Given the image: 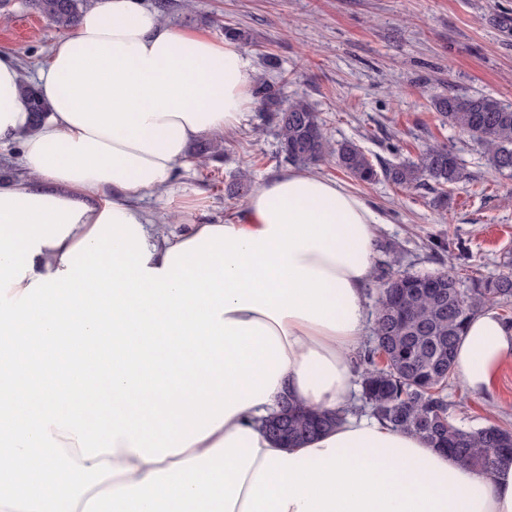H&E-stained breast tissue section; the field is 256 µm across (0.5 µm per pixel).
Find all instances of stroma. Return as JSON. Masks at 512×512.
I'll list each match as a JSON object with an SVG mask.
<instances>
[{
    "label": "stroma",
    "instance_id": "stroma-1",
    "mask_svg": "<svg viewBox=\"0 0 512 512\" xmlns=\"http://www.w3.org/2000/svg\"><path fill=\"white\" fill-rule=\"evenodd\" d=\"M165 22L223 39V25L247 28L244 53L255 72L279 83L284 99L302 98L319 113L330 142L358 144L375 165L418 161L431 144L453 147L463 178L444 192L401 189L381 179L360 183L335 158L317 165L323 176L361 195L380 216L379 242L396 247L401 270L426 274L455 265L464 287L505 272L512 262V176L490 168L482 148L444 124L431 100L441 93L485 94L512 102V37L492 17L512 12V0H167ZM0 22V51L15 55L32 77L57 29L11 0ZM273 67H265L264 57ZM288 165L272 126L258 108L223 141L208 168L189 161L173 179L172 196L147 198L159 214L183 213L199 223L238 214L244 200L225 183L247 172L259 187ZM450 420L464 428L512 429V362L493 393L472 394L457 379L446 389Z\"/></svg>",
    "mask_w": 512,
    "mask_h": 512
}]
</instances>
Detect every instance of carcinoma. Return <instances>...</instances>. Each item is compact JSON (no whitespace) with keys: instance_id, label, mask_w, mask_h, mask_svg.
I'll list each match as a JSON object with an SVG mask.
<instances>
[{"instance_id":"obj_1","label":"carcinoma","mask_w":512,"mask_h":512,"mask_svg":"<svg viewBox=\"0 0 512 512\" xmlns=\"http://www.w3.org/2000/svg\"><path fill=\"white\" fill-rule=\"evenodd\" d=\"M90 0H28L29 5L59 29L78 26ZM224 37L240 45L253 43L251 34L226 25ZM22 93L31 114L48 111L35 86L26 82ZM251 95L273 124L278 154L293 165L315 166L331 153L336 164L362 183L383 176L401 188L419 187L431 179L440 187L462 177L457 154L446 145H429L418 162L387 164L375 168L362 148L346 141L331 148L322 120L305 100L284 101L281 88L263 75L255 76ZM442 122L478 143L490 167L512 174V103L487 95L441 94L432 102ZM218 155L209 139L193 148L201 168ZM379 296L373 321L372 346L364 353L365 367L357 371L361 400L377 420L414 434L434 448L451 453L465 467L491 473L512 463V430L497 425L462 428L448 416L444 391L454 374V349L468 321L486 306L512 300V271L479 279L469 290L460 288L453 266L436 273L409 274L393 270V263L379 267ZM387 361H376L380 352ZM288 416V435L274 431L278 416L266 422L273 437L293 444L303 442L342 420L339 414L306 409L282 402Z\"/></svg>"}]
</instances>
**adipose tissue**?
Returning a JSON list of instances; mask_svg holds the SVG:
<instances>
[{"label": "adipose tissue", "instance_id": "ef3b65f1", "mask_svg": "<svg viewBox=\"0 0 512 512\" xmlns=\"http://www.w3.org/2000/svg\"><path fill=\"white\" fill-rule=\"evenodd\" d=\"M232 42L167 24L142 0H93L54 42L33 121L0 52V146L25 177L0 183V512H512V465L490 475L354 415L285 445L265 430L283 397L349 404L368 331L379 218L342 184L291 169L240 215L159 230L199 139L252 107ZM512 361L493 307L455 349L468 392ZM108 384L164 412L154 431L102 421Z\"/></svg>", "mask_w": 512, "mask_h": 512}]
</instances>
